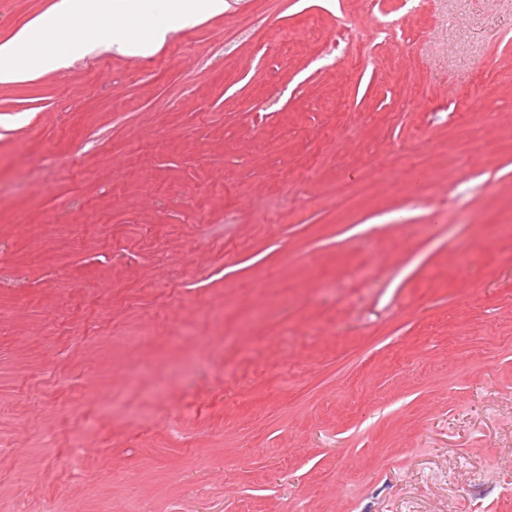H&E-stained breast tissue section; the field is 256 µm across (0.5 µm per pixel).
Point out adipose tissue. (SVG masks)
I'll list each match as a JSON object with an SVG mask.
<instances>
[{
    "label": "adipose tissue",
    "mask_w": 512,
    "mask_h": 512,
    "mask_svg": "<svg viewBox=\"0 0 512 512\" xmlns=\"http://www.w3.org/2000/svg\"><path fill=\"white\" fill-rule=\"evenodd\" d=\"M138 0H64L62 8L20 29L0 44V82L60 69L66 54L81 53L107 40L132 55H145L166 38L167 27L155 25L145 34H131L126 18L139 10ZM65 51L54 47L56 36Z\"/></svg>",
    "instance_id": "1"
}]
</instances>
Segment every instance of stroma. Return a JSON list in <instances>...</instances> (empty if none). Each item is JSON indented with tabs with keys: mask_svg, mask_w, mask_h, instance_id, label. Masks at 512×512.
<instances>
[{
	"mask_svg": "<svg viewBox=\"0 0 512 512\" xmlns=\"http://www.w3.org/2000/svg\"><path fill=\"white\" fill-rule=\"evenodd\" d=\"M168 23L0 83V512H512V0ZM450 149L461 158L470 157L487 148V145L472 137L469 130L460 128L449 143ZM427 146L415 149L409 158L396 154L391 159L380 163L375 170L369 171L358 182L339 180L332 189V194L343 203L346 208H353L360 197L369 192L377 178H387L391 181H404L412 167L422 166L428 162Z\"/></svg>",
	"mask_w": 512,
	"mask_h": 512,
	"instance_id": "obj_1",
	"label": "stroma"
}]
</instances>
